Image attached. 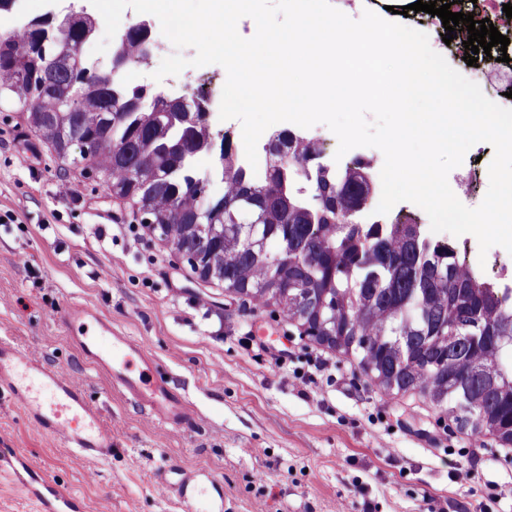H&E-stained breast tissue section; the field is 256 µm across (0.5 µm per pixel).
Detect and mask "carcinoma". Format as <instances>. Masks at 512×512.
<instances>
[{
	"label": "carcinoma",
	"instance_id": "cac0c4a2",
	"mask_svg": "<svg viewBox=\"0 0 512 512\" xmlns=\"http://www.w3.org/2000/svg\"><path fill=\"white\" fill-rule=\"evenodd\" d=\"M96 20L41 41L26 26L21 36L0 32V102L28 113L30 124L58 146L63 131L86 125L89 154L60 148L58 157L95 171L115 194L135 192L155 224L205 222L204 186L179 165L185 132L168 116L178 103L126 102L137 87L112 71L71 57L95 33ZM71 58V77L50 93L43 89L55 60ZM290 159L281 173L269 165L256 178L226 146L218 164L224 183V249L216 254L224 283L261 302L274 301L289 318L299 316L310 334L360 359L371 384L385 395L417 390L455 414L475 433L496 434L512 446V336L509 289L480 281L456 251L423 237L414 222L375 224L361 220L374 189L362 160L345 168L298 174L299 165L321 153L306 134L288 140ZM326 192L331 203L309 212L300 188ZM262 203V231L242 229L245 198ZM275 245L281 260L267 257ZM479 339L448 341L471 319Z\"/></svg>",
	"mask_w": 512,
	"mask_h": 512
}]
</instances>
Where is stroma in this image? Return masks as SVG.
<instances>
[{"mask_svg": "<svg viewBox=\"0 0 512 512\" xmlns=\"http://www.w3.org/2000/svg\"><path fill=\"white\" fill-rule=\"evenodd\" d=\"M223 86L218 64L165 79L167 97L203 93L214 140L227 133L238 145L240 122L219 118ZM493 156L482 142L453 169L476 174L467 207L482 203ZM398 208L416 214L424 236L454 240L467 265L512 285V253L480 254L473 235L432 233L419 206ZM87 301L152 354L192 403L191 426L161 429L81 357L55 313ZM1 336L72 374L114 432L111 460L94 469L0 397V448L66 486L86 512H183L157 488L166 466L209 476L220 512H512V459L495 436L460 427L421 393L384 397L364 378L350 385L357 360L336 350L331 377L301 384L318 342L279 306L201 282L132 202L61 163L10 107H0Z\"/></svg>", "mask_w": 512, "mask_h": 512, "instance_id": "1", "label": "stroma"}]
</instances>
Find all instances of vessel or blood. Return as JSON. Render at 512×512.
I'll list each match as a JSON object with an SVG mask.
<instances>
[{
	"label": "vessel or blood",
	"mask_w": 512,
	"mask_h": 512,
	"mask_svg": "<svg viewBox=\"0 0 512 512\" xmlns=\"http://www.w3.org/2000/svg\"><path fill=\"white\" fill-rule=\"evenodd\" d=\"M57 319L73 329L72 342L81 356L106 372L134 403L166 428L191 424L195 415L184 395L163 378L153 357L133 337L115 331L89 303L68 306ZM0 393L18 405L28 421L56 438L80 457L103 464L112 457L115 438L84 389L66 371L51 366L35 351L0 338ZM0 474L11 476L43 512H84L83 503L64 487L38 474L22 456L0 448ZM158 489L174 494L184 512H198L204 495L199 474L182 472L180 479L160 477Z\"/></svg>",
	"instance_id": "vessel-or-blood-1"
}]
</instances>
